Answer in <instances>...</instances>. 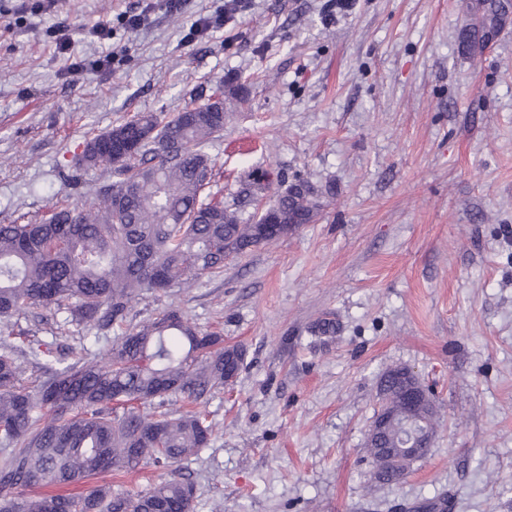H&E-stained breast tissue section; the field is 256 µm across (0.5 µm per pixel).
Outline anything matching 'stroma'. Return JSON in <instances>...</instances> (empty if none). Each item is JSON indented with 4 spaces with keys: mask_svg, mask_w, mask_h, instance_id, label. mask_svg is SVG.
<instances>
[{
    "mask_svg": "<svg viewBox=\"0 0 512 512\" xmlns=\"http://www.w3.org/2000/svg\"><path fill=\"white\" fill-rule=\"evenodd\" d=\"M223 5V26L193 36ZM100 22L110 39L89 37ZM465 23L460 0H0V224L89 201L109 174L79 169L88 133L182 111L223 78L245 98L209 149L225 193L262 169L318 191L312 221L276 245L134 309H180L246 351L206 406L210 447L182 465L195 512H512V26L468 57ZM114 50L109 68L68 70ZM328 312L334 337L313 340ZM66 318L34 307L18 326L101 355L106 339ZM395 366L440 423L410 475L382 484L364 442Z\"/></svg>",
    "mask_w": 512,
    "mask_h": 512,
    "instance_id": "1",
    "label": "stroma"
}]
</instances>
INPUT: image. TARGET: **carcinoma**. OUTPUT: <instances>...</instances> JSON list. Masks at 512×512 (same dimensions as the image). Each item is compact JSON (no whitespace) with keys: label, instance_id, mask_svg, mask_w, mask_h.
I'll return each instance as SVG.
<instances>
[{"label":"carcinoma","instance_id":"1","mask_svg":"<svg viewBox=\"0 0 512 512\" xmlns=\"http://www.w3.org/2000/svg\"><path fill=\"white\" fill-rule=\"evenodd\" d=\"M512 0H478L458 46L475 57ZM224 82L208 102L169 117L140 112L85 137L78 164L104 168L108 181L86 203L55 206L36 223L0 224V512H194L195 485L183 461L210 446L214 426L199 406L240 370L245 350L224 346L175 308L129 326L149 293L192 288L224 261L269 246L309 223L314 187L269 171L238 180L232 203L213 190L224 171L207 149L224 131ZM269 198L263 210L249 206ZM65 309L87 331L117 327L104 357L69 361L54 343L15 329L33 307ZM41 374L22 382L18 357ZM380 410L403 413L402 387L386 371ZM181 397L186 409H170ZM397 433L366 441L376 479H402L392 461ZM151 465L160 479L139 494L108 483L80 494L27 493L70 486L112 470Z\"/></svg>","mask_w":512,"mask_h":512}]
</instances>
